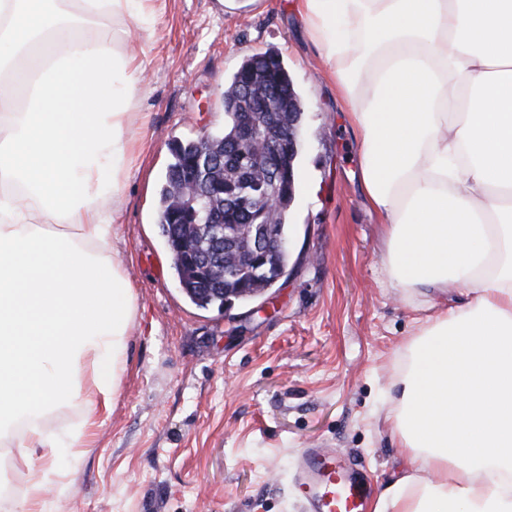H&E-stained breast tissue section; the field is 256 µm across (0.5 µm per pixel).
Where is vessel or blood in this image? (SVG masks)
Instances as JSON below:
<instances>
[{"label":"vessel or blood","instance_id":"vessel-or-blood-1","mask_svg":"<svg viewBox=\"0 0 512 512\" xmlns=\"http://www.w3.org/2000/svg\"><path fill=\"white\" fill-rule=\"evenodd\" d=\"M302 486L315 503V512H365L363 484L335 456L321 448L304 449Z\"/></svg>","mask_w":512,"mask_h":512}]
</instances>
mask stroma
<instances>
[{
	"instance_id": "obj_1",
	"label": "stroma",
	"mask_w": 512,
	"mask_h": 512,
	"mask_svg": "<svg viewBox=\"0 0 512 512\" xmlns=\"http://www.w3.org/2000/svg\"><path fill=\"white\" fill-rule=\"evenodd\" d=\"M292 2L241 14L222 0H158L153 91L131 104L139 170L115 223L135 308L126 369L110 404L81 397L51 411V432L80 424L84 435L57 458L70 491L50 512H311L296 473L305 448L354 465L374 499L408 469L390 420L407 348L437 308L470 298L389 287L359 146ZM265 51L283 60L304 112L289 275L258 313L203 310L171 269L159 192L173 145L223 127L230 78ZM14 454L0 447V512H19L27 485Z\"/></svg>"
}]
</instances>
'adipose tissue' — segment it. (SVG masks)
<instances>
[{
	"instance_id": "ef3b65f1",
	"label": "adipose tissue",
	"mask_w": 512,
	"mask_h": 512,
	"mask_svg": "<svg viewBox=\"0 0 512 512\" xmlns=\"http://www.w3.org/2000/svg\"><path fill=\"white\" fill-rule=\"evenodd\" d=\"M360 140L394 288L455 284L410 347L411 472L374 512H512V0H294ZM156 0H0V424L46 512L45 415L116 394L134 319L113 244ZM45 468H35V460Z\"/></svg>"
}]
</instances>
